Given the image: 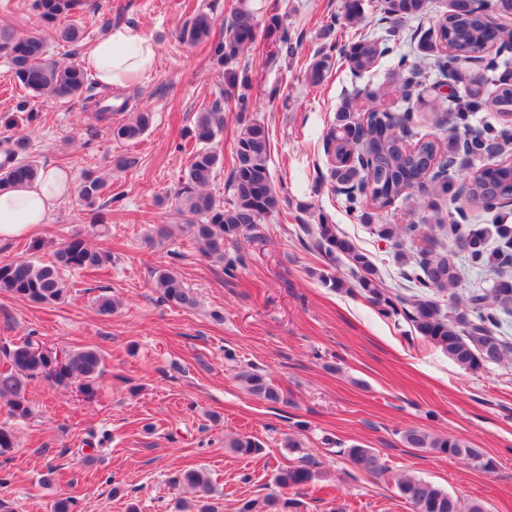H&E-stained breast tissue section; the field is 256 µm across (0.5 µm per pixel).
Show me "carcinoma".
<instances>
[{"mask_svg":"<svg viewBox=\"0 0 512 512\" xmlns=\"http://www.w3.org/2000/svg\"><path fill=\"white\" fill-rule=\"evenodd\" d=\"M87 0H32V9L45 24L55 28L57 41L74 45L83 39L84 32L75 23L61 24V20L83 11ZM427 9V0H382V19L391 23V33L413 19H420ZM363 0H344L343 20L350 26L363 22ZM214 20L206 12L197 13L180 30L179 37L188 43L209 41ZM259 22L248 0H238L224 36L210 41L209 53L224 77V94L237 97L238 119L241 124L235 145V165L230 185L234 201L226 207L207 192L221 163V154L213 145L224 125V116L217 110L198 113L194 126L196 150L186 174V183L178 194L176 214L179 222L192 232L203 250L212 256L224 258V244L236 243L244 233L259 223L261 217L274 210L279 198L270 174V139L264 123L248 116L252 103L243 89L247 78L238 68L239 60L254 43ZM493 40L489 16L475 5V0H448V13L443 15L437 29L428 30L418 39L420 55L402 56L397 69L391 73V85L364 93L367 106L366 126L361 128L363 142L351 138L361 114L353 99H346L336 112L335 123L327 131L324 148L331 156L330 178L333 188L346 196L351 208L362 209L364 223L374 225L375 234L400 249L398 263L407 267L403 279L419 288L446 293L456 287L459 272L448 254V243L466 250L468 261L476 269L497 271L509 263L512 237L502 240V247L488 251L483 234L468 231L457 220L444 215L433 198L450 195L456 214L466 217V208L489 211L497 207L496 197H512V166L498 165L465 179V191H452L448 180V157L464 155L480 158L486 144L492 140L505 142L512 137L509 130L486 128L478 132L464 130L467 114L484 105L501 114L512 113V89L503 88L487 102L480 97L481 85L487 78L479 75L470 81L464 94L448 100L447 112L454 120L455 133L443 131L439 135L417 136L413 126L414 113L429 109L436 112L439 105L422 96L412 97L411 89L426 78V60L436 56L441 43H448L453 52L437 56L435 66L441 76L455 71L459 64L484 53ZM389 47L369 37L354 42L346 53L350 69L356 74L372 71ZM0 53L8 58L13 78L22 89L34 96L56 99H91L88 95L96 84L88 70L79 63L61 65L48 58L46 43L39 37L18 34L14 28L0 25ZM332 66V57L319 55L309 65L307 77L317 86L326 78ZM391 92L402 96L405 107L395 114L379 109V100ZM121 111L127 113L122 122L112 123V104L100 106L97 118L109 122L108 128L116 141L139 138L150 127L152 115L146 111H128L123 102ZM29 139L22 136L6 150L7 159L0 164V190L34 180L40 170L39 161L27 155ZM106 183L93 173L82 176L79 197L89 209L94 223L104 224L101 200ZM419 196V207L429 216L421 224H374L380 214L399 199ZM429 232H424V229ZM313 233L324 254L334 260L344 256L356 278V287L379 313L399 314L398 298L381 287L377 268L368 255L358 250L334 224H315ZM422 238L429 247L409 256L401 251L407 242ZM112 262V253L92 246L81 233L66 238L54 255V261L44 263L16 260L0 263V292L38 303H56L67 294L63 272L67 270H96ZM155 287L160 298L172 305L193 308L196 295L184 286L178 275L168 268L153 271ZM411 310L405 315L419 338L448 354L461 369L476 372L488 364H497L512 352V344L496 332L498 321L491 310L512 314V278L499 276L492 288L467 299L452 296V305L445 311L440 301L424 295H414L406 301ZM9 366L0 370V398L6 400L8 415L26 419L31 414L28 405L29 386L44 378L57 383H76L88 396L95 394L96 382L106 370L105 357L96 347L86 346L68 353L58 361L27 337L9 351ZM238 378L247 392L260 400L277 403L281 400L278 388L262 372L251 368L243 370ZM402 441L410 448L468 461L487 472L496 468L493 458L481 449L472 448L455 436L437 435L419 428L402 431ZM17 447L13 427L0 424V458L10 459ZM224 447L241 455L259 453L261 444L249 435L224 438ZM347 459L353 470L374 477L388 472L386 462L374 448L353 445L347 449ZM325 474L314 462L282 467L274 474V483L282 489L300 490L322 480ZM177 481L194 490L195 499L189 503L178 501L177 512H220L211 498V478L203 469H189ZM401 499L412 507V512H487L480 501H465L440 486L415 476L397 480ZM293 502L288 498L268 496L262 500H247L239 512H288Z\"/></svg>","mask_w":512,"mask_h":512,"instance_id":"carcinoma-1","label":"carcinoma"}]
</instances>
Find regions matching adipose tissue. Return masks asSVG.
Wrapping results in <instances>:
<instances>
[{
    "instance_id": "obj_1",
    "label": "adipose tissue",
    "mask_w": 512,
    "mask_h": 512,
    "mask_svg": "<svg viewBox=\"0 0 512 512\" xmlns=\"http://www.w3.org/2000/svg\"><path fill=\"white\" fill-rule=\"evenodd\" d=\"M155 59L152 39L139 27L116 25L86 48L82 61L107 88H124L149 71ZM72 188L68 172L50 166L32 182L0 192V243L30 234L46 223Z\"/></svg>"
}]
</instances>
